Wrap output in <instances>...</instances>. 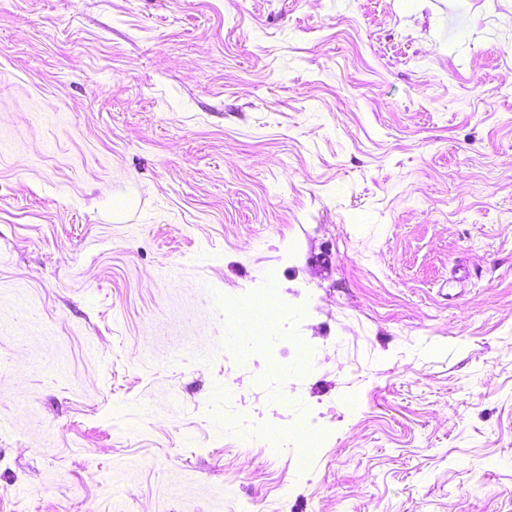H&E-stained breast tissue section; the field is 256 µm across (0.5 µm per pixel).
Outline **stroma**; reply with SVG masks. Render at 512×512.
<instances>
[{"mask_svg": "<svg viewBox=\"0 0 512 512\" xmlns=\"http://www.w3.org/2000/svg\"><path fill=\"white\" fill-rule=\"evenodd\" d=\"M0 512H512V0H0Z\"/></svg>", "mask_w": 512, "mask_h": 512, "instance_id": "1", "label": "stroma"}]
</instances>
